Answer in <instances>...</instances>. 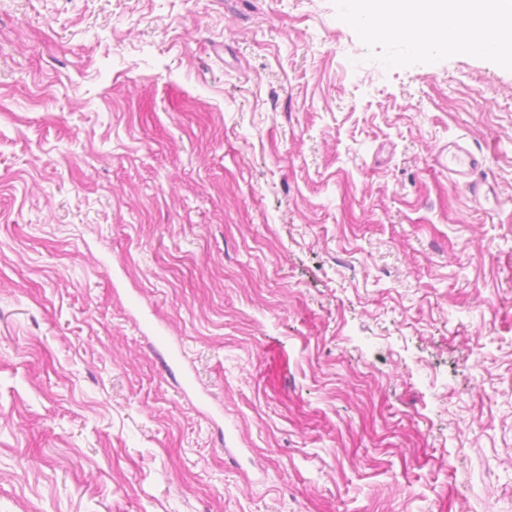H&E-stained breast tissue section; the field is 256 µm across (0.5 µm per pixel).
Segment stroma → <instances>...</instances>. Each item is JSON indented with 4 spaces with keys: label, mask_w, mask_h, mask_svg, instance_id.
Masks as SVG:
<instances>
[{
    "label": "stroma",
    "mask_w": 512,
    "mask_h": 512,
    "mask_svg": "<svg viewBox=\"0 0 512 512\" xmlns=\"http://www.w3.org/2000/svg\"><path fill=\"white\" fill-rule=\"evenodd\" d=\"M0 512H512V71L0 0ZM441 164L465 183L472 194L476 196L480 193L482 183L475 178L480 162L464 147L456 142L448 143V165L443 161Z\"/></svg>",
    "instance_id": "1"
}]
</instances>
